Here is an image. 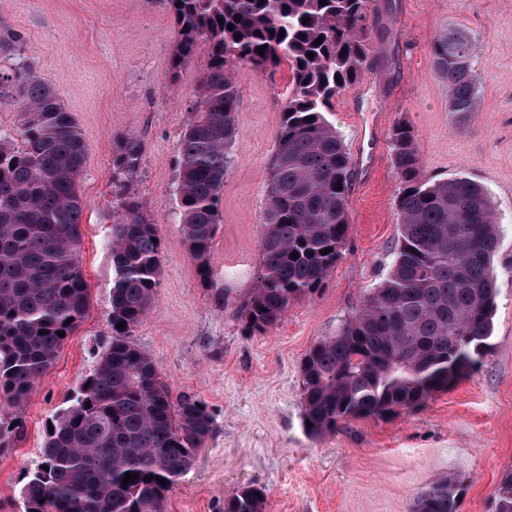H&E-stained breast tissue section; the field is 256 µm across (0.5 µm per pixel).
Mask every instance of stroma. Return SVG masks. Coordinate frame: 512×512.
<instances>
[{
    "mask_svg": "<svg viewBox=\"0 0 512 512\" xmlns=\"http://www.w3.org/2000/svg\"><path fill=\"white\" fill-rule=\"evenodd\" d=\"M451 26L477 43L473 64L483 77L478 108L463 125L450 115L448 86L432 66L431 44ZM14 30L24 40L17 54L0 50V69L19 56L31 61L86 143L78 260L89 304L26 405L0 399V415L22 421L11 448L0 453V512H19L50 423L112 335V153L123 136L145 144L131 185L164 251L157 298L132 340L174 391L195 393L214 415L212 433L163 512H222L225 496L246 485L265 489L266 512H410L418 492L451 473L466 478L459 512H493L499 478L512 467V0H373L367 69L337 96L330 115L355 168L345 251L318 294L254 334L244 332L236 309L258 276L267 168L291 82L288 65L238 73L239 134L224 178L212 285L204 288L186 254L175 183L207 44L173 67L177 28L148 0H0V37ZM400 121L417 134L426 180L467 176L496 207L490 349L472 374L420 409L353 419L314 437L303 424L301 361L316 341L335 334L391 266L399 185L390 135Z\"/></svg>",
    "mask_w": 512,
    "mask_h": 512,
    "instance_id": "1",
    "label": "stroma"
}]
</instances>
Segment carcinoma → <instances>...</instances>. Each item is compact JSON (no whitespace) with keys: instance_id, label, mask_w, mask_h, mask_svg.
Masks as SVG:
<instances>
[{"instance_id":"carcinoma-1","label":"carcinoma","mask_w":512,"mask_h":512,"mask_svg":"<svg viewBox=\"0 0 512 512\" xmlns=\"http://www.w3.org/2000/svg\"><path fill=\"white\" fill-rule=\"evenodd\" d=\"M150 3L177 27L173 69L194 56L199 42L210 46L182 131L176 179L186 253L205 288L229 149L239 133L237 70L291 66L260 219V274L238 308L246 331L264 333L291 304L321 291L347 242L353 163L328 115L336 96L367 69L372 0ZM475 48L458 27L432 44L434 72L448 83V111L461 123L476 111L482 84ZM0 92L16 99L21 115L17 135L0 133V397L20 406L87 311L89 288L77 260L84 211L77 180L86 148L56 88L24 58L0 70ZM391 144L400 185L394 259L360 308L302 361L303 421L312 423L314 436L351 419L424 405L466 377L489 348L497 298L492 200L465 177L423 180L408 123L393 127ZM144 156L136 137L121 139L112 153V336L73 402L56 413L42 461L21 490V512H162L213 431L208 406L191 393H174L131 340L156 299L164 260L157 225L128 184ZM120 322L125 328H117ZM14 421L0 417V451L20 429ZM128 472L138 478L125 485ZM464 483L448 475L418 494L411 512H458ZM265 508L261 487L224 497L223 512ZM495 512H512V469L501 476Z\"/></svg>"}]
</instances>
